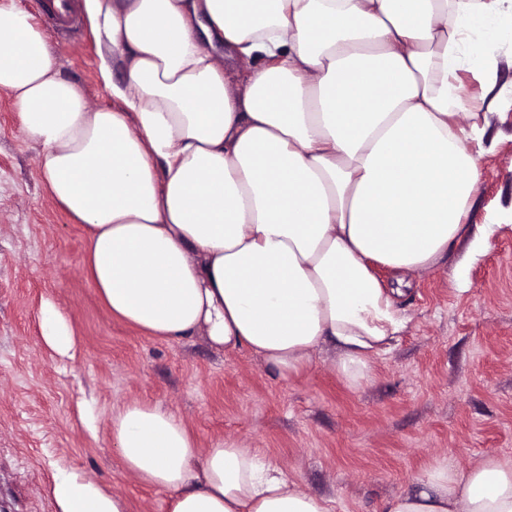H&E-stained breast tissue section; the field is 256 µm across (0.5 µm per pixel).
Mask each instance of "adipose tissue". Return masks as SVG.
Returning a JSON list of instances; mask_svg holds the SVG:
<instances>
[{
    "label": "adipose tissue",
    "mask_w": 512,
    "mask_h": 512,
    "mask_svg": "<svg viewBox=\"0 0 512 512\" xmlns=\"http://www.w3.org/2000/svg\"><path fill=\"white\" fill-rule=\"evenodd\" d=\"M116 107L61 77L31 13L0 0V89L38 143L50 193L86 234L84 272L149 337H204L278 377L335 348L355 386L407 329L408 274L459 245L485 117L456 96L492 85L488 39L512 0H83ZM252 67L235 79L239 63ZM122 80H114V73ZM388 269L387 287L375 267ZM41 339L75 358L53 302ZM124 466L168 512H330L257 449L203 450L158 405L112 414ZM385 512H512V459L434 461ZM57 512H126L59 472Z\"/></svg>",
    "instance_id": "1"
}]
</instances>
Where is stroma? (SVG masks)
<instances>
[{
	"label": "stroma",
	"instance_id": "1",
	"mask_svg": "<svg viewBox=\"0 0 512 512\" xmlns=\"http://www.w3.org/2000/svg\"><path fill=\"white\" fill-rule=\"evenodd\" d=\"M493 39L495 86L466 76L459 91L486 114L466 236L498 230L479 258L462 243L411 276L407 330L355 387L328 348L279 379L249 352L199 336L155 340L112 318L83 270V233L48 193L40 148L0 89V512H56L50 486L61 469L121 496L128 512H166L167 492L141 483L112 444V412L132 402L172 411L201 448L232 439L258 449L333 512H381L417 491L437 459L467 468L489 454L512 458V30ZM47 40L60 75L92 106L112 107L89 20L74 41ZM46 298L73 323L76 358L42 344Z\"/></svg>",
	"mask_w": 512,
	"mask_h": 512
}]
</instances>
